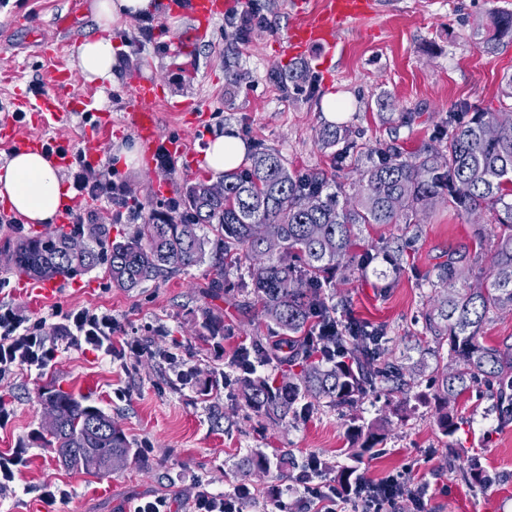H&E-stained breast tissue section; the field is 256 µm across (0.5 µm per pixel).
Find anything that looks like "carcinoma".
I'll return each instance as SVG.
<instances>
[{
    "label": "carcinoma",
    "mask_w": 512,
    "mask_h": 512,
    "mask_svg": "<svg viewBox=\"0 0 512 512\" xmlns=\"http://www.w3.org/2000/svg\"><path fill=\"white\" fill-rule=\"evenodd\" d=\"M505 41L512 42V12L497 10L480 47L493 54ZM309 74L308 66L297 61L275 71L274 78L283 86H298ZM467 111L462 105L448 114V138L437 147L407 156L388 147L370 151L352 182L351 198L324 173L293 171L279 152L262 150L245 169L228 170L214 183L186 185L177 216L153 210L122 240L102 234L89 242L62 229L24 236L9 251L8 265L40 280L75 277L103 265L113 284L133 290L208 257L220 271L247 264L253 293L280 334L256 336L239 348L237 382L246 405L278 425L321 403L352 411L379 382L392 393L412 391L422 362L406 353L385 357L384 327L355 320L338 328L334 343L342 357L335 360L310 345L309 333L334 327L336 307L325 289L356 249L361 225L415 224L420 213L444 197L448 206L470 214L487 211L499 237L491 274L483 280L467 282L463 257L453 252L437 266L435 287L442 293L431 301L425 330L436 342L449 344L455 365L434 367L435 424L444 438L461 429L449 407L476 379L496 388L502 417L512 420V344L487 345L480 336L490 314L512 310V111L490 109L466 121ZM318 139L330 148L345 141L341 161L353 148L336 125L320 130ZM186 224L208 233L187 238L182 232ZM379 259L398 269L389 244L361 254L360 269ZM460 281L462 288L457 287ZM271 362L281 368V377L257 374V368ZM44 397L55 408L56 424L42 440L65 466L105 475L130 459L132 443L111 416L61 390ZM387 429L386 423L351 426L350 458L360 462L383 441ZM245 466L261 479L273 466H288V454L272 460L257 453ZM463 477L482 487L492 482L476 453Z\"/></svg>",
    "instance_id": "1"
}]
</instances>
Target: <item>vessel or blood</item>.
Wrapping results in <instances>:
<instances>
[{
    "label": "vessel or blood",
    "instance_id": "obj_1",
    "mask_svg": "<svg viewBox=\"0 0 512 512\" xmlns=\"http://www.w3.org/2000/svg\"><path fill=\"white\" fill-rule=\"evenodd\" d=\"M371 0H324L321 11L313 17L293 24L284 41L287 53L298 55L318 47L335 51L340 33L348 23L372 9ZM223 0H190V13L195 32H203L223 12ZM74 78L69 70L61 68L54 72L52 90L42 95L30 115V123L39 126L48 121H63L65 112L60 109V96L71 87ZM160 98L159 85L155 82L133 81L129 109L125 124L141 140L146 152H153L159 140L158 114L153 105ZM0 142L23 150H49L48 143L39 137L20 136L14 119L0 124Z\"/></svg>",
    "mask_w": 512,
    "mask_h": 512
}]
</instances>
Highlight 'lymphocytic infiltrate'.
Returning <instances> with one entry per match:
<instances>
[{
    "mask_svg": "<svg viewBox=\"0 0 512 512\" xmlns=\"http://www.w3.org/2000/svg\"><path fill=\"white\" fill-rule=\"evenodd\" d=\"M74 164L71 187L77 199L104 200L121 206L131 198L132 189L126 181L102 177L85 155H78ZM54 313L62 319L57 338L48 335L45 320L24 317L12 305L0 304V382L20 370L45 372L62 350L70 348L105 357L129 353L148 361L156 356L150 340L119 335L111 313L59 307ZM360 486V492L354 493L323 478L321 460L313 456L306 471L298 475L296 493L304 512H336L341 504L350 505L352 512H385L403 500L401 482L395 477L376 482L364 480ZM246 500L242 488L215 493L198 483L191 495V512H243Z\"/></svg>",
    "mask_w": 512,
    "mask_h": 512,
    "instance_id": "lymphocytic-infiltrate-1",
    "label": "lymphocytic infiltrate"
}]
</instances>
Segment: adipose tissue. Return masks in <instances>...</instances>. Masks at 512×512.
Returning <instances> with one entry per match:
<instances>
[{
    "label": "adipose tissue",
    "mask_w": 512,
    "mask_h": 512,
    "mask_svg": "<svg viewBox=\"0 0 512 512\" xmlns=\"http://www.w3.org/2000/svg\"><path fill=\"white\" fill-rule=\"evenodd\" d=\"M155 9V0H93L92 12L101 34L84 40L72 63L83 80L111 82L114 46L109 31L112 25L151 14ZM246 155V142L229 127L209 142L204 160L211 170L221 172L241 166ZM67 196L58 168L44 153L17 150L0 165V204L7 205L29 223H53Z\"/></svg>",
    "instance_id": "ef3b65f1"
}]
</instances>
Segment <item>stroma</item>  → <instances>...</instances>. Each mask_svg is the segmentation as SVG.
I'll return each mask as SVG.
<instances>
[{"instance_id": "obj_1", "label": "stroma", "mask_w": 512, "mask_h": 512, "mask_svg": "<svg viewBox=\"0 0 512 512\" xmlns=\"http://www.w3.org/2000/svg\"><path fill=\"white\" fill-rule=\"evenodd\" d=\"M290 2L224 0L223 17L200 38L191 35V17L170 14L165 0L152 15V32H142L139 18L113 26L111 85L78 80L70 95L89 112L110 114L112 138L101 148L100 169L130 183L135 207L163 209L166 196H180L191 181L183 156H172L166 167L156 159L141 160L135 168L115 165L116 143L137 139L123 124L129 82L137 74L162 86L164 99L155 105L162 140H185L200 158L213 137L232 127L251 150L278 151L292 169L335 173L345 187L364 167L366 149L412 152L435 144L459 104L473 113L498 108L502 80L512 74V43L485 54L477 30L491 10L512 11V0H373L369 15L342 30L343 51L328 59L321 50L311 51V84L287 92L272 73L290 61L280 44L294 21ZM91 3L0 0V107L6 112L14 110L10 100L16 88L32 96L46 89L53 70L70 67L77 46L97 34ZM46 37L54 40L47 51L38 44ZM331 95L344 101L346 115L339 123L358 145L340 170L332 165L333 150L318 142L328 124L322 104ZM183 100L197 103L198 112L180 116L170 109V102ZM21 133L76 151L86 146L78 112L64 124L22 125ZM163 181L171 185L166 196L156 191ZM476 222L475 216L439 204L416 224L364 226L361 247L402 239L399 270L385 281L353 266L337 271L331 290L337 311L384 325L393 353L407 352L430 366L449 362L447 346L425 335L423 315L436 268L449 252H468L469 279L489 274L497 236L490 228L477 235ZM216 275L207 260L125 290L100 266L37 302L0 258V302L13 304L26 317L46 318L48 333L57 331L54 307L108 310L125 334L154 337L159 348L195 370L191 382L181 384L162 361L110 360L70 349L44 373L21 370L0 383V403L11 411L8 424L0 427V452L19 446L29 450L28 466L14 487L0 492V512H129L132 502L145 495L167 496L174 512H187L196 481L231 491L241 480L243 461L256 450L285 451L293 461L251 484L255 497L245 512H275L277 502L293 501L299 465L317 455L328 471H335L347 461L350 424L383 417L392 426L377 452L360 464L364 478L408 476L411 488L425 489L428 512H512V423H501L497 400L484 384H473L458 399L455 413L464 425L451 443L434 424V390L427 376L405 403L380 384L350 413L324 408L279 426L249 415L228 362L237 347L254 336L275 335L277 327L253 294L239 291L238 272L225 275L235 286L231 293L212 292ZM208 315L216 319L210 331L202 326ZM49 388L70 392L112 416L137 449L125 469L95 476L58 462L40 438L41 394ZM118 389L126 390L125 400L116 399ZM475 453L495 476L482 490L461 475ZM44 483L64 486L67 500L44 504L37 492Z\"/></svg>"}]
</instances>
